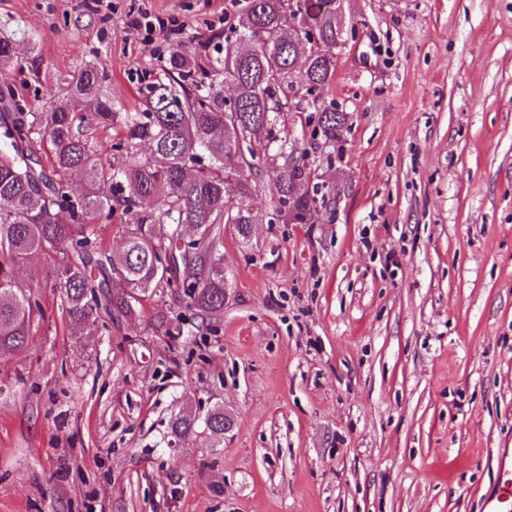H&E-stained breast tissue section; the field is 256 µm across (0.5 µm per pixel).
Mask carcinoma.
Listing matches in <instances>:
<instances>
[{
    "label": "carcinoma",
    "instance_id": "obj_1",
    "mask_svg": "<svg viewBox=\"0 0 512 512\" xmlns=\"http://www.w3.org/2000/svg\"><path fill=\"white\" fill-rule=\"evenodd\" d=\"M342 0H242L238 38L225 41L217 56L196 62L174 49L163 78L143 94L142 109L118 112L107 94L108 75L95 64L81 68L63 96L49 95L39 112H27L12 91H0V349L24 348L32 334L38 302L17 284L18 262L42 251L62 255L52 287L61 310L86 325L100 306L135 316L154 288H181L203 316L224 312L227 283L221 258V226L235 224L247 239L256 216L246 204L249 182L239 195L226 191L235 169L260 170L262 152L288 93L311 97L312 139L334 144L348 123L335 106L319 104L320 92L336 72L335 49L343 40ZM317 31L311 42L310 30ZM234 87L239 127L225 125L224 84ZM120 128L110 149H98L96 133ZM48 142L52 170L39 157ZM147 145L150 154L140 156ZM269 192L277 212L299 223L326 195L309 189L305 163L280 145ZM84 179L73 191L70 177ZM153 200L155 210L142 209ZM129 216L123 249L114 253L95 235L112 221L113 203ZM199 227L190 243L184 229ZM193 267V281L177 277L178 261ZM123 287L111 292L112 275ZM232 420L224 407L211 409L204 430L219 446ZM197 419H172L170 436L185 444L197 439Z\"/></svg>",
    "mask_w": 512,
    "mask_h": 512
}]
</instances>
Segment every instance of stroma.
<instances>
[{"mask_svg":"<svg viewBox=\"0 0 512 512\" xmlns=\"http://www.w3.org/2000/svg\"><path fill=\"white\" fill-rule=\"evenodd\" d=\"M356 39L322 95L349 115L308 148L293 97L278 142L331 190L274 219L260 173L249 239L223 227L224 312L173 288L135 318L69 323L48 255L17 269L43 311L0 351V512H484L512 462V0H344ZM177 19L201 61L236 0H0V68L26 110L87 62L131 112L163 62L128 25ZM223 405L222 447L171 443Z\"/></svg>","mask_w":512,"mask_h":512,"instance_id":"stroma-1","label":"stroma"}]
</instances>
